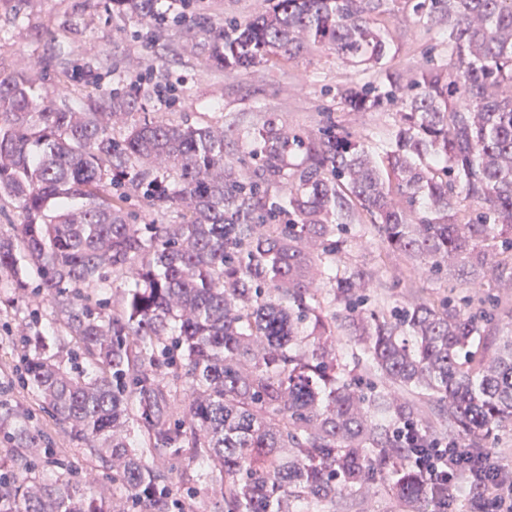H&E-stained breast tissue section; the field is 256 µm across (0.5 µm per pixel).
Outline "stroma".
<instances>
[{"label": "stroma", "mask_w": 512, "mask_h": 512, "mask_svg": "<svg viewBox=\"0 0 512 512\" xmlns=\"http://www.w3.org/2000/svg\"><path fill=\"white\" fill-rule=\"evenodd\" d=\"M162 8L180 14L200 13L214 24L231 19L246 20L262 7V0H160ZM384 19L391 52L385 66L402 84H409L422 69H451L447 46L430 21L415 15L404 0H395ZM112 0H0V72L11 74L41 61V86L52 91L51 105L81 108L97 95L135 92V120L163 118L177 123L229 129L224 156L236 160L240 137L259 127L266 114L278 116L289 129L313 132L326 115L333 117L365 147H374L395 123L396 106L378 110L351 109L350 89L378 82L379 72L342 62L327 50L311 47L293 59H282L242 72L225 73L211 56L207 41L193 37L188 26L168 25L152 34H142L132 18L112 14ZM97 83H88L86 74ZM174 83L180 96L169 106H159L157 87ZM342 266L366 275L382 274L389 291L372 293V301L385 307L411 303L403 285L415 277L425 297H462L479 293L498 300L500 307L490 330L503 335L512 325V287L496 273L481 274L479 290L448 279L421 276L418 259L391 251L379 234L366 230L340 257ZM43 335L50 343L46 355L71 365L74 344L57 321L52 305L42 298L17 297L9 281L0 280V401L29 413L38 435L49 440L52 455L39 458L36 470L53 469L55 462L73 471H95L96 497L112 499V475L99 470L97 462L76 446L42 412L35 393L20 379V339ZM160 469H190L194 480L176 484L172 497L183 512H217L221 505L220 484L204 464H186L180 457L154 458Z\"/></svg>", "instance_id": "35a3bbf8"}]
</instances>
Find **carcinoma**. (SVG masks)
<instances>
[{
	"label": "carcinoma",
	"instance_id": "1",
	"mask_svg": "<svg viewBox=\"0 0 512 512\" xmlns=\"http://www.w3.org/2000/svg\"><path fill=\"white\" fill-rule=\"evenodd\" d=\"M114 2L165 24L157 0ZM405 2L442 26L455 69L408 85L387 72L386 86L350 92L354 109L401 105L373 153L332 120L303 134L269 117L242 137L236 167L226 129L128 122L134 93L51 108L38 70L0 75V202L20 220L0 236V275L49 299L85 365L74 372L26 343L24 383L140 512L172 507V477L148 454L218 472L221 512H349L347 498L381 488L398 512H441L451 492L416 476L396 426L415 424L425 443L439 436L433 417L475 459L512 428V333L488 350L484 300L369 309L381 280L336 269L364 216L426 276L466 279L491 264L512 282V0ZM390 11V0H264L253 19L221 29L199 14L193 27L230 70L309 45L376 66ZM295 153L305 161L287 174ZM271 186L288 191L291 211ZM462 197L475 209L461 212ZM133 200L178 220L134 224ZM111 273L125 288L104 316L84 288ZM2 442L38 447L30 416L0 404ZM21 466L0 480V512H110L91 495L92 473Z\"/></svg>",
	"mask_w": 512,
	"mask_h": 512
}]
</instances>
